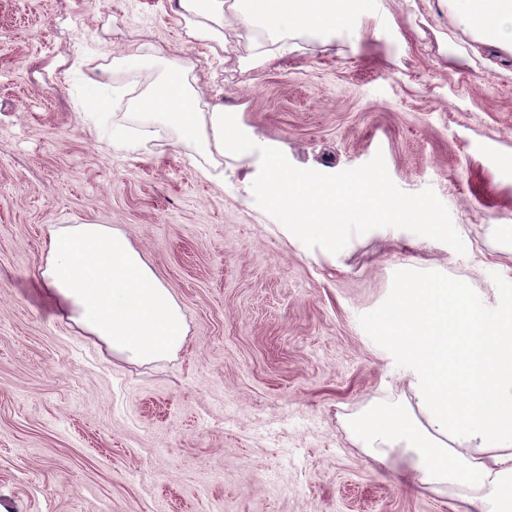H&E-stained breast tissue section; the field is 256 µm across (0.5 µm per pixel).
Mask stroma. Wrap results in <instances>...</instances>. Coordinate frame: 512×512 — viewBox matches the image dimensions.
Here are the masks:
<instances>
[{
  "label": "stroma",
  "mask_w": 512,
  "mask_h": 512,
  "mask_svg": "<svg viewBox=\"0 0 512 512\" xmlns=\"http://www.w3.org/2000/svg\"><path fill=\"white\" fill-rule=\"evenodd\" d=\"M380 13L359 36L289 30L246 71L230 10L217 56L169 0H0V512H465L351 423L418 410L377 341L406 267L490 303L492 277L512 282V55L450 0ZM151 47L295 167L332 174L383 146L405 192L442 199L465 254L393 227L307 248L256 204L258 153L199 156L124 101L114 61ZM66 224L118 230L172 289L176 354L134 363L60 318L37 277Z\"/></svg>",
  "instance_id": "stroma-1"
}]
</instances>
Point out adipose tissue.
Wrapping results in <instances>:
<instances>
[{
	"label": "adipose tissue",
	"instance_id": "1",
	"mask_svg": "<svg viewBox=\"0 0 512 512\" xmlns=\"http://www.w3.org/2000/svg\"><path fill=\"white\" fill-rule=\"evenodd\" d=\"M235 3L249 33L274 25L284 13L309 33L357 28L369 14L366 0H266L261 16L250 0ZM452 3L480 43L512 53V0ZM175 12L188 37L224 48V0H176ZM208 115L203 130L195 128L191 113L172 115L198 153L236 152L247 144L235 113L215 104ZM39 271L56 310L112 352L151 362L182 347L184 319L172 290L111 227L70 224L54 230ZM498 294V312L488 325L476 289L404 272L391 305L395 318L382 340L409 367L427 424L419 426L402 408L371 411L354 424L368 446L406 449L414 486L460 488L468 492L473 512H512V290ZM423 325L429 328L424 340Z\"/></svg>",
	"mask_w": 512,
	"mask_h": 512
}]
</instances>
